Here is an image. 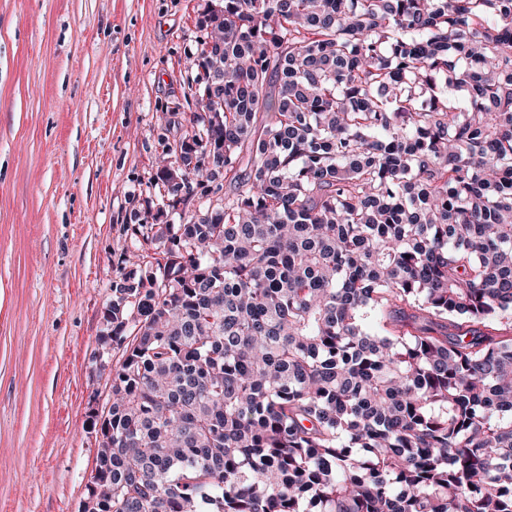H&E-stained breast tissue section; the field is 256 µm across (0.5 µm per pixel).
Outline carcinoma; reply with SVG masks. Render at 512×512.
<instances>
[{
  "label": "carcinoma",
  "mask_w": 512,
  "mask_h": 512,
  "mask_svg": "<svg viewBox=\"0 0 512 512\" xmlns=\"http://www.w3.org/2000/svg\"><path fill=\"white\" fill-rule=\"evenodd\" d=\"M220 5L79 512H512V0Z\"/></svg>",
  "instance_id": "obj_1"
}]
</instances>
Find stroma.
Returning <instances> with one entry per match:
<instances>
[{"instance_id":"obj_1","label":"stroma","mask_w":512,"mask_h":512,"mask_svg":"<svg viewBox=\"0 0 512 512\" xmlns=\"http://www.w3.org/2000/svg\"><path fill=\"white\" fill-rule=\"evenodd\" d=\"M206 0H0V512H79L130 224L195 113Z\"/></svg>"}]
</instances>
